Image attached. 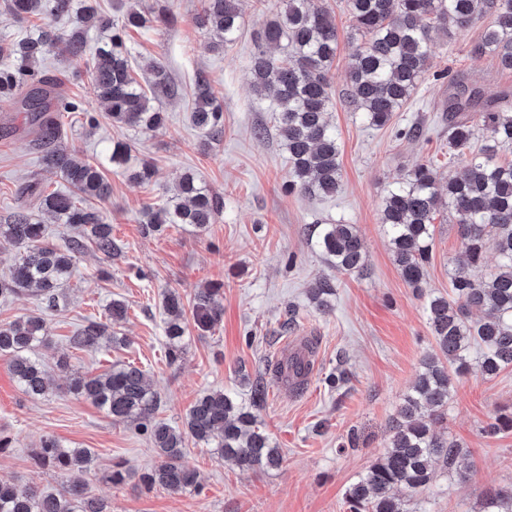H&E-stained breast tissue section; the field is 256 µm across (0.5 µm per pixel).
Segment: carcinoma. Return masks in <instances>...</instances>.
I'll list each match as a JSON object with an SVG mask.
<instances>
[{"label": "carcinoma", "mask_w": 512, "mask_h": 512, "mask_svg": "<svg viewBox=\"0 0 512 512\" xmlns=\"http://www.w3.org/2000/svg\"><path fill=\"white\" fill-rule=\"evenodd\" d=\"M354 20L356 45L349 71L347 102L370 127L386 126L402 108L430 64V30L465 29L483 16H494L475 47L478 55L490 54L505 69H512V0H346ZM7 12L18 20L39 16L76 18L68 32L57 34L36 27L22 39L0 47V108L24 114L36 141L44 146L46 171L68 185V191L45 192L38 182L20 187L22 203L0 224V239L20 249L14 264L0 276V298L21 297L34 288L45 309L60 306L58 289L68 277L84 240L110 256L116 250L112 225L105 223L94 205L111 195V187L98 166L80 158L61 141L59 116L82 110L79 102L57 91L54 77L41 63L55 45L62 43L73 55L91 52V77L98 98L112 123L140 132L164 126L160 97L175 93L168 71L154 64L145 83L138 82L129 66L126 33L135 28L168 24L170 9L159 4L148 11L129 8L115 21L103 15L97 0H5ZM239 0H201L195 23L213 37L220 49L233 44L243 25ZM99 38L88 45V31ZM250 60L257 93L274 89L276 125L281 145L288 153L291 180L288 192L328 196L341 187L340 143L336 127L326 118L331 105L329 72L336 59L338 35L333 17L317 0H283V8L256 36ZM270 46L283 47L275 57ZM191 121L209 147L224 137V106L201 79L191 109ZM486 129L491 139L465 159L460 173L441 177L433 161L417 165L389 184L382 200V224L390 238L393 261L404 282L425 298V311L438 352L423 360V371L389 426L385 453L374 459L346 493L349 512H410V497L425 491L432 479V464L442 461L454 468L467 455L456 439L439 434L456 378L477 360L481 373L494 377L512 367V163H502L498 153L512 148V103L483 102L478 90L459 81L448 96V144L467 148L475 132ZM448 212L458 218L465 243L466 266L449 276L451 295L426 291V267L434 244V221L442 197ZM35 204L54 219L76 231L65 248L49 242L45 225L33 220L27 205ZM224 199L191 173H185L168 204L147 214L145 233L163 231L168 224H189L200 231L216 223ZM315 245L338 272L363 274L364 241L354 224H324ZM498 257L494 272H483L485 253ZM221 285L199 291L194 297L193 318L201 329H210L222 318ZM333 286L316 282L310 299L322 312L329 310L327 296ZM166 314V358L173 364L184 354L186 310L179 293L163 300ZM486 319L473 320L472 311ZM127 305L112 300L105 320H89L72 336L71 347L93 351L105 339L124 344L126 337L111 331L122 321ZM46 322L30 316L0 324V355L23 393L40 397L48 390L47 371L31 351L49 341ZM477 356H472V353ZM311 369L306 357L277 363L276 377L300 389ZM66 390L90 399L112 420L136 425L156 449L160 463L140 476L151 489L183 492L197 484V472L184 461L186 437L209 446L242 470H267L280 465V450L271 445L257 425L255 411L263 407L267 385L259 379L251 386L250 403L244 405L221 390L200 398L186 414L184 429L154 419L160 398L146 374L132 364L114 365L97 375L75 376ZM512 430V414L495 417L484 428L487 436ZM39 469L65 470L70 478L59 489L21 488L0 482V512H111L107 503L92 495L82 477L91 462L86 448H65L52 436L44 437L32 455ZM402 489L407 496L396 494ZM480 512H512V487L491 491Z\"/></svg>", "instance_id": "carcinoma-1"}]
</instances>
